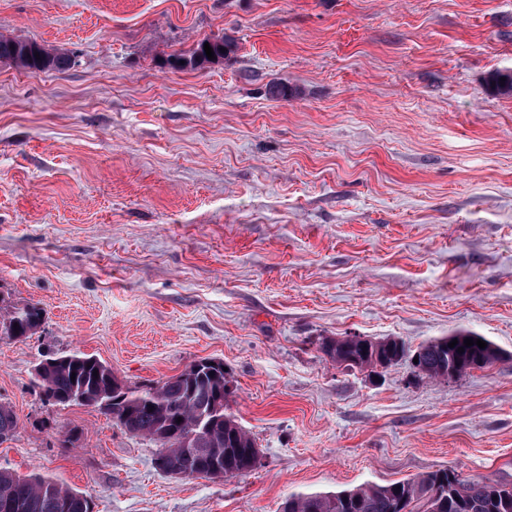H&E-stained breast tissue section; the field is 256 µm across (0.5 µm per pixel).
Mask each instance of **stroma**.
Instances as JSON below:
<instances>
[{
  "mask_svg": "<svg viewBox=\"0 0 512 512\" xmlns=\"http://www.w3.org/2000/svg\"><path fill=\"white\" fill-rule=\"evenodd\" d=\"M1 32L76 64H0V299L45 311L0 338V467L94 512H279L446 466L512 483V96L486 83L512 0H0ZM222 34L230 60L160 67ZM456 330L503 360L416 373ZM347 335L408 355L347 369L319 349ZM77 352L131 386L221 360L260 465L175 481L97 408L46 405L35 366Z\"/></svg>",
  "mask_w": 512,
  "mask_h": 512,
  "instance_id": "35a3bbf8",
  "label": "stroma"
}]
</instances>
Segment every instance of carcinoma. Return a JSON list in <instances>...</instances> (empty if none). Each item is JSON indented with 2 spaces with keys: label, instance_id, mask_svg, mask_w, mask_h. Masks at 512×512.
<instances>
[{
  "label": "carcinoma",
  "instance_id": "cac0c4a2",
  "mask_svg": "<svg viewBox=\"0 0 512 512\" xmlns=\"http://www.w3.org/2000/svg\"><path fill=\"white\" fill-rule=\"evenodd\" d=\"M209 44L214 59H208L204 44ZM234 40L228 36H206L199 39L184 54L164 59V66L174 70H197L222 62L234 52ZM28 71H65L75 64L73 54L49 49L28 38L0 35V59ZM493 89L512 92V73L497 72L490 77ZM45 320V311L35 304L14 307L0 314V337L20 339L34 334ZM478 339L470 331H458L444 337L446 346L434 339L417 354L418 373L440 378L448 367H456L461 376L474 369L487 368L500 361L499 349L486 341L481 349L467 347L464 339ZM458 341L456 347L447 344ZM464 352H458V348ZM323 353L346 368L373 369L381 364L386 368L406 356L405 347L381 351L383 358L373 356L358 346L340 347L333 339L322 343ZM224 363L216 367L195 369L190 364L179 375L153 386L120 385L112 369L95 357L71 355L65 365L48 369L35 381L39 393L55 400L58 406H68L85 400L113 416L120 427L134 437L156 443L158 452L179 463L190 478H210V467L218 463L224 477L244 475L256 468L252 450L257 447L254 437L237 420L224 411L212 410L217 393L224 390ZM98 375H93V372ZM211 430L205 442L197 444L189 434ZM18 420L11 407L0 403V442L11 437ZM437 497L440 512H512V484L477 480L462 476L456 469L444 467L419 478L388 485L363 484L335 494H292L285 499L288 512H422L425 503ZM11 502V512H86L88 498L81 492L65 487L41 474L19 475L0 467V505Z\"/></svg>",
  "mask_w": 512,
  "mask_h": 512
}]
</instances>
